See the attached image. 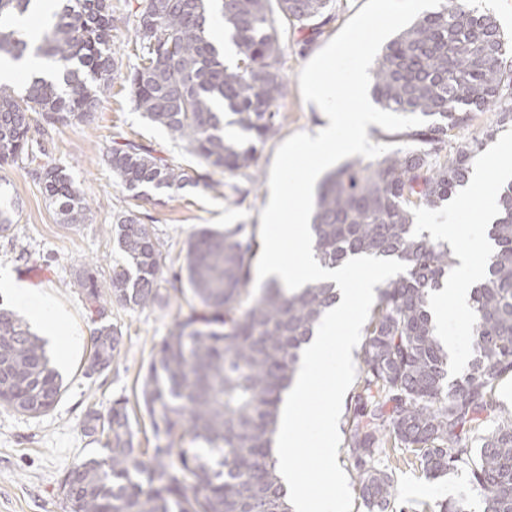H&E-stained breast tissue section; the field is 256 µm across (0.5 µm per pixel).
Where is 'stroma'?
I'll return each mask as SVG.
<instances>
[{
    "label": "stroma",
    "mask_w": 512,
    "mask_h": 512,
    "mask_svg": "<svg viewBox=\"0 0 512 512\" xmlns=\"http://www.w3.org/2000/svg\"><path fill=\"white\" fill-rule=\"evenodd\" d=\"M366 3V0H332V21L321 34L299 27L280 26L283 48L282 71L287 80L283 100L284 120L279 131L268 139L258 154L250 175L258 178L257 188L246 198L234 193V186H246L248 175H237L232 186H224L223 173H214L216 188L203 189L193 184L158 196H132L116 178L108 159L114 139L127 137L166 157L188 176L200 171V161L182 142L173 140L161 127L136 110L122 81L111 83L90 116L59 127L47 150L53 162L64 168L75 186L92 207V223L73 227L61 223L57 210L46 199L43 189L31 175L25 162L0 165V201L14 202L17 213L13 235L0 237V271L37 289L68 320L76 347L67 361L58 363L65 391L48 414L31 417L0 408V512H64L59 482L65 471L95 452L96 442L84 435L80 421L86 410L107 409L113 400L132 397L139 375L147 368L153 346L174 328L184 301L171 292L168 303L146 309L112 305L111 319L121 330L123 348L120 357L103 373L85 377L84 363L90 352L93 325L84 302L72 285L82 263L96 266L102 278H109L118 257L109 232L115 215L130 210L142 223L151 226L167 255L168 270L184 263L185 242L198 228L249 225L261 226V211L269 202L268 181L277 148L297 132L314 133L322 125L323 115L316 104L305 102L300 93V70L322 50ZM138 0H112V44L120 71L138 63L136 50L129 42L135 25ZM495 130L479 157L488 177L486 194H495L498 183L493 175L497 149L512 139V126L500 127L499 114L489 110L477 113L471 132ZM422 227L432 224H456L461 232L455 249H469L477 263H485L487 249L478 248L480 226L478 205L453 212L422 210L415 218ZM399 512H436L444 500L466 499L469 512H483L468 465L461 464L439 479L425 477L421 469L400 452L391 455Z\"/></svg>",
    "instance_id": "1"
}]
</instances>
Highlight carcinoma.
Masks as SVG:
<instances>
[{
    "label": "carcinoma",
    "instance_id": "carcinoma-1",
    "mask_svg": "<svg viewBox=\"0 0 512 512\" xmlns=\"http://www.w3.org/2000/svg\"><path fill=\"white\" fill-rule=\"evenodd\" d=\"M55 21L31 41L16 22L38 0H0V58L35 53L57 74L34 77L17 91L0 83V163L24 159L56 206L62 223H91L92 209L65 170L46 160L51 131L95 110L114 80L135 107L164 127L204 164L190 177L134 140H113L109 164L125 189L166 193L187 182L211 189V173L234 176L253 166L281 127L287 82L277 22L303 29L328 23L330 0H140L134 44L140 63L115 66L108 0H60ZM224 18L239 52L224 63L207 23ZM381 109L416 115L424 124L400 134L405 146L374 161H350L328 173L311 217L314 256L335 267L357 256L393 258L404 272L377 288L364 326L363 376L347 413L346 447L367 512H392L387 448L413 454L436 479L471 462L483 512H512V411L497 389L512 377V182L498 187L501 218L487 227L494 250L473 288L469 319L472 358L450 378L448 348L435 335L433 293L456 265L448 241L414 223L422 209L447 203L470 178L494 131L465 138L477 112L498 109L512 124V38L475 0H442L388 41L371 73ZM226 110H216V102ZM43 124L33 129L34 115ZM231 125L250 140L224 136ZM112 239L120 261L108 284L83 265L74 284L91 313V360L120 356L122 333L112 303L147 308L166 301L167 255L151 227L131 211L116 216ZM254 233L236 224L202 227L186 245L189 310L155 346L136 406L156 440L138 448L128 399L87 410L80 427L102 444L63 476L67 512H291L273 455L279 405L298 371L303 345L336 303L333 284L290 291L270 282L249 294ZM63 380L45 342L9 309L0 308V407L39 416L57 405Z\"/></svg>",
    "mask_w": 512,
    "mask_h": 512
}]
</instances>
